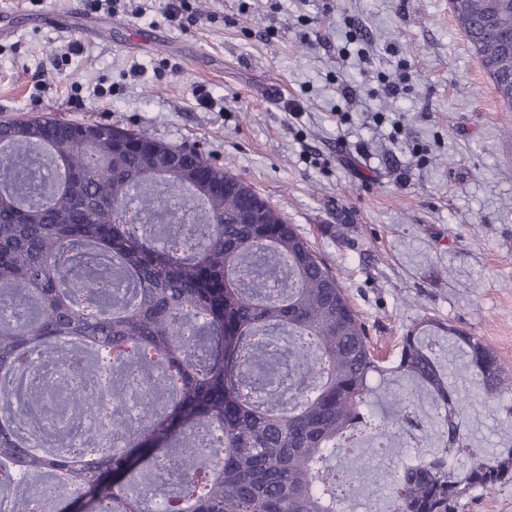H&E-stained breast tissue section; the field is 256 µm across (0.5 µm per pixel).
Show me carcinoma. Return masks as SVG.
Masks as SVG:
<instances>
[{"mask_svg": "<svg viewBox=\"0 0 512 512\" xmlns=\"http://www.w3.org/2000/svg\"><path fill=\"white\" fill-rule=\"evenodd\" d=\"M512 108V0H451ZM450 342L475 393L512 374L440 323L375 354L336 273L249 184L146 131L0 122V512H347L352 444L443 411L395 475L392 512H455L512 482V444L466 434ZM95 383L112 400L90 398ZM136 390L140 424L111 401Z\"/></svg>", "mask_w": 512, "mask_h": 512, "instance_id": "obj_1", "label": "carcinoma"}]
</instances>
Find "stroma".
<instances>
[{"label": "stroma", "mask_w": 512, "mask_h": 512, "mask_svg": "<svg viewBox=\"0 0 512 512\" xmlns=\"http://www.w3.org/2000/svg\"><path fill=\"white\" fill-rule=\"evenodd\" d=\"M0 0V120L53 116L199 150L265 197L337 273L375 352L433 320L512 369V111L449 0ZM46 10L65 29L42 27ZM407 91L386 99L382 79ZM360 87L351 102L341 81ZM512 394L470 396L475 447Z\"/></svg>", "instance_id": "1"}]
</instances>
